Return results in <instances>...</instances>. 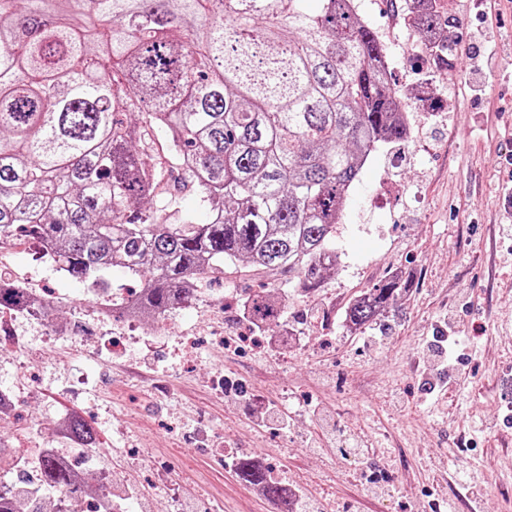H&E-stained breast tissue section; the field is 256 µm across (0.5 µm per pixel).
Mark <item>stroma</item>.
<instances>
[{
    "label": "stroma",
    "mask_w": 512,
    "mask_h": 512,
    "mask_svg": "<svg viewBox=\"0 0 512 512\" xmlns=\"http://www.w3.org/2000/svg\"><path fill=\"white\" fill-rule=\"evenodd\" d=\"M360 19L395 45L393 84L409 100L411 136L381 146L350 189L336 232V268L295 293L282 273L216 278L171 326L127 336L123 320L50 335L40 321L0 328V416L21 448L50 441L58 416L96 430L90 470L109 474L126 512H289L246 481L259 463L301 490L313 512H512V65L478 68L493 33L512 58V0H436L448 62H430L418 36L396 27L397 0H359ZM8 264L36 287L84 309L86 287L29 251ZM412 283L381 315L350 330L345 312L394 271ZM278 287L284 312L253 343L238 335L232 290ZM301 342L280 351L285 323ZM24 336L14 350L11 335ZM456 336L443 363L438 338ZM122 339L97 354L102 337ZM270 407L280 421L260 418ZM232 449L226 464L224 449Z\"/></svg>",
    "instance_id": "1"
}]
</instances>
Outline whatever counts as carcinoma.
Returning a JSON list of instances; mask_svg holds the SVG:
<instances>
[{
    "label": "carcinoma",
    "mask_w": 512,
    "mask_h": 512,
    "mask_svg": "<svg viewBox=\"0 0 512 512\" xmlns=\"http://www.w3.org/2000/svg\"><path fill=\"white\" fill-rule=\"evenodd\" d=\"M0 0V234L47 237L65 276L96 292L110 267L143 281L164 316L213 274H288L303 292L336 266L347 193L382 145L408 139L385 49L346 0ZM418 33L444 22L413 0ZM136 113L138 125L125 116ZM209 212L197 223L171 186ZM410 281L352 303L363 326ZM252 332L279 315L272 290L243 294ZM32 302L0 284V307ZM73 437L90 447L85 420ZM41 481L74 497L81 476L46 454ZM276 498L281 485L239 464ZM45 512L28 483L0 486V512Z\"/></svg>",
    "instance_id": "cac0c4a2"
}]
</instances>
